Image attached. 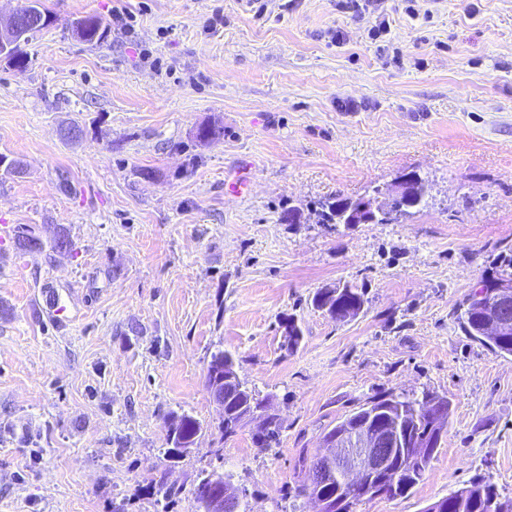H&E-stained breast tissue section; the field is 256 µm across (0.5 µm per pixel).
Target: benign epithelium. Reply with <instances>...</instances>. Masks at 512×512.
<instances>
[{"instance_id":"benign-epithelium-1","label":"benign epithelium","mask_w":512,"mask_h":512,"mask_svg":"<svg viewBox=\"0 0 512 512\" xmlns=\"http://www.w3.org/2000/svg\"><path fill=\"white\" fill-rule=\"evenodd\" d=\"M42 22L35 2L28 9L17 10L5 26H0V62L14 66L16 52L28 39L31 30ZM425 192L420 177L404 174L386 190L374 191L350 200L343 213L341 223L375 224L399 214L400 205L419 202ZM474 299L488 301L487 317L483 335H512V282L502 281L483 289L476 287ZM230 365L219 363L209 383L213 402L224 407L225 391L240 392L245 398L241 407V423L250 424L258 431L267 426L268 414L264 405L257 404L249 390L243 385L236 372H228ZM408 446L398 426L379 421L366 422L342 432H333L324 439V451L318 455L311 468V479L315 483L361 482L369 488L372 478L379 476L386 482V488L396 489V476L392 475L391 463L398 449ZM200 491L206 512H238L246 491L237 485H225L214 477L200 482Z\"/></svg>"}]
</instances>
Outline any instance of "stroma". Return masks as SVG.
<instances>
[{
    "instance_id": "obj_1",
    "label": "stroma",
    "mask_w": 512,
    "mask_h": 512,
    "mask_svg": "<svg viewBox=\"0 0 512 512\" xmlns=\"http://www.w3.org/2000/svg\"><path fill=\"white\" fill-rule=\"evenodd\" d=\"M40 3L53 23L27 67L0 64V156L23 166L0 168V225L46 243L63 227L75 247L0 242V512H189L212 470L244 512H318L296 490L307 458L389 392L451 414L412 493L356 512H426L478 474L512 499V356L455 314L512 248V0H419L416 19L383 0L377 39L338 0H269L261 18L246 0ZM87 15L104 42L74 32ZM407 172L427 188L415 215L319 223V201ZM241 175L250 193L229 195ZM343 285L367 293L354 319L311 306ZM219 349L279 420L271 448L248 425L220 440ZM174 411L202 424L176 458ZM59 235V241L52 242L48 247L43 243L41 240V244L38 245L37 242L34 243V247L32 246L34 234L31 229L28 228H20L16 231L14 234V237L12 238L13 246L15 251L18 253H28V252H48L47 255L51 256V253H55L56 249L58 247L65 246L68 250L67 252L73 251L74 243L70 236L69 231H67L65 228L62 229V231L58 232ZM48 248V249H46Z\"/></svg>"
}]
</instances>
